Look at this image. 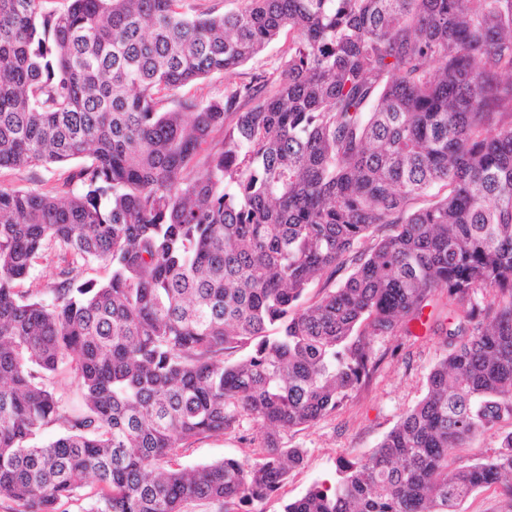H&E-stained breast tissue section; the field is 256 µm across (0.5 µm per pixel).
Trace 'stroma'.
<instances>
[{
  "mask_svg": "<svg viewBox=\"0 0 512 512\" xmlns=\"http://www.w3.org/2000/svg\"><path fill=\"white\" fill-rule=\"evenodd\" d=\"M291 33L281 32L267 49L234 73H214L183 87V97L218 99L230 84L249 82L257 73L279 79L284 52ZM70 171L69 165L0 168V188L56 191ZM373 349L379 360L372 377L356 390L339 410L314 424L283 433V443L304 451L303 463L288 475L284 487L255 512H283L287 502L303 495L313 485L334 481L340 460L368 455L427 391L430 370L442 353L440 334L416 330L414 335L378 337ZM264 434L249 417H242L237 430L223 435H201L181 448L177 462L189 467L226 457L255 458Z\"/></svg>",
  "mask_w": 512,
  "mask_h": 512,
  "instance_id": "stroma-1",
  "label": "stroma"
}]
</instances>
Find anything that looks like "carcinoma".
Returning <instances> with one entry per match:
<instances>
[{
    "mask_svg": "<svg viewBox=\"0 0 512 512\" xmlns=\"http://www.w3.org/2000/svg\"><path fill=\"white\" fill-rule=\"evenodd\" d=\"M44 2L0 0V167L91 162L58 193L0 189V501L66 512L91 475L86 512H249L304 460L281 432L341 408L373 338L428 307L445 354L425 396L284 512L512 497V432L448 463L512 418V0ZM285 29L280 80L163 95ZM49 251L67 265L21 289ZM95 262L108 281L84 277ZM244 414L257 458L172 464ZM55 382L57 389L65 393L70 406L78 410L82 406V396L77 386L74 372L70 368L60 370L55 375ZM512 431V421L502 422L494 428L480 432L470 443V448H450V457L468 458L480 452L490 454L491 449L497 448L500 438L505 433Z\"/></svg>",
    "mask_w": 512,
    "mask_h": 512,
    "instance_id": "cac0c4a2",
    "label": "carcinoma"
}]
</instances>
